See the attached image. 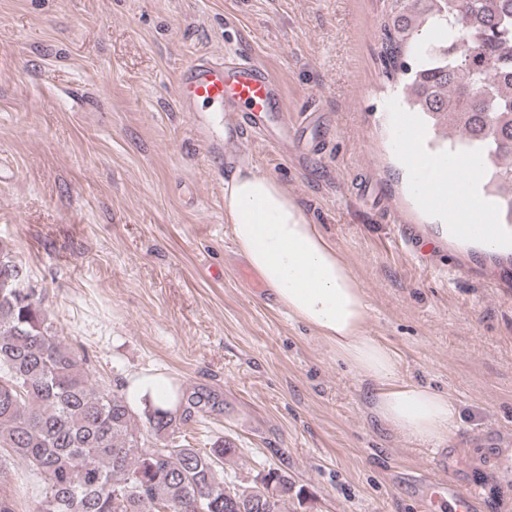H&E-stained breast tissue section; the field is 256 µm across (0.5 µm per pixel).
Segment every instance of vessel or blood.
<instances>
[{
    "mask_svg": "<svg viewBox=\"0 0 512 512\" xmlns=\"http://www.w3.org/2000/svg\"><path fill=\"white\" fill-rule=\"evenodd\" d=\"M176 94L192 117L197 140L215 154L223 152L225 142L239 145L252 133L275 145L298 143L312 133L309 123L289 121L273 76L244 58L226 62L198 57L183 68ZM430 496L447 499L449 512H475L479 500L477 489L452 479L432 488Z\"/></svg>",
    "mask_w": 512,
    "mask_h": 512,
    "instance_id": "b4317fda",
    "label": "vessel or blood"
}]
</instances>
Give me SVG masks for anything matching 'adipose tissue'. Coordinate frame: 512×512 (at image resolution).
<instances>
[{
    "label": "adipose tissue",
    "mask_w": 512,
    "mask_h": 512,
    "mask_svg": "<svg viewBox=\"0 0 512 512\" xmlns=\"http://www.w3.org/2000/svg\"><path fill=\"white\" fill-rule=\"evenodd\" d=\"M407 164L436 192L435 214L455 224L491 221L476 165L453 156ZM224 221L235 246L289 317L309 326L337 357L372 383L378 417L405 437L445 441L456 427L458 409L448 395L398 376L396 353L365 331L369 314L364 289L333 243L301 204L275 179L251 164L232 165L224 176Z\"/></svg>",
    "instance_id": "adipose-tissue-1"
}]
</instances>
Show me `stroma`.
I'll return each instance as SVG.
<instances>
[{"label": "stroma", "instance_id": "stroma-1", "mask_svg": "<svg viewBox=\"0 0 512 512\" xmlns=\"http://www.w3.org/2000/svg\"><path fill=\"white\" fill-rule=\"evenodd\" d=\"M377 14L378 0H0V241L92 378L218 393L201 447L229 442L239 483L286 471L303 492L288 512H429L422 486L447 476L481 488L478 512H512V265L424 207ZM234 52L272 74L291 115L317 110L323 138L288 158L250 138L242 158L335 242L401 378L457 405L444 443L380 420L369 383L237 252L224 158L175 100L184 65ZM0 492L35 512L41 484L15 460Z\"/></svg>", "mask_w": 512, "mask_h": 512}]
</instances>
